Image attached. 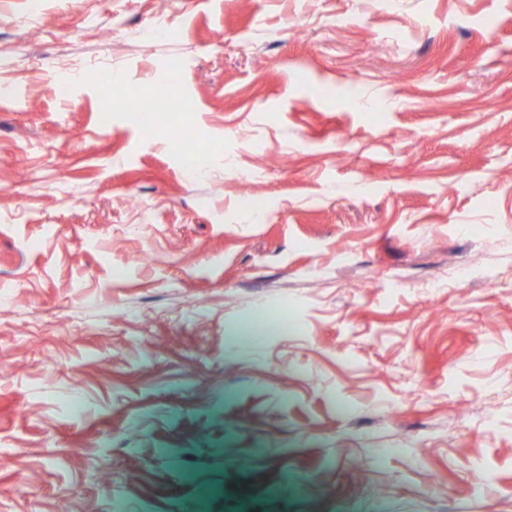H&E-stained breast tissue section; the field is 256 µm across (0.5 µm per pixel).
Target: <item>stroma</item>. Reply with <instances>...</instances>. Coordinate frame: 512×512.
I'll use <instances>...</instances> for the list:
<instances>
[{"label":"stroma","instance_id":"35a3bbf8","mask_svg":"<svg viewBox=\"0 0 512 512\" xmlns=\"http://www.w3.org/2000/svg\"><path fill=\"white\" fill-rule=\"evenodd\" d=\"M1 83L0 512H512V0H0Z\"/></svg>","mask_w":512,"mask_h":512}]
</instances>
